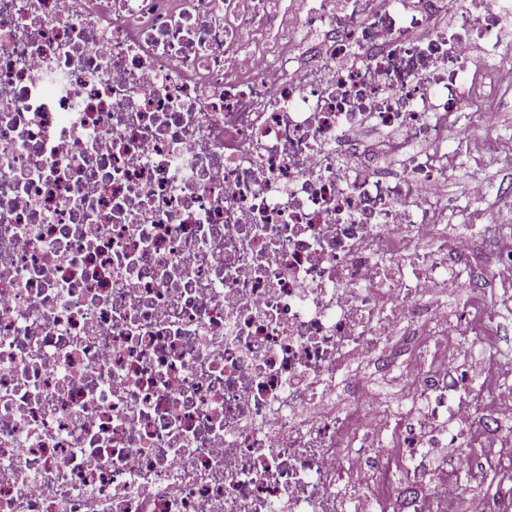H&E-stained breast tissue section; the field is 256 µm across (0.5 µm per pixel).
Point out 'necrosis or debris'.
Masks as SVG:
<instances>
[{
	"label": "necrosis or debris",
	"instance_id": "4bbe7bcc",
	"mask_svg": "<svg viewBox=\"0 0 512 512\" xmlns=\"http://www.w3.org/2000/svg\"><path fill=\"white\" fill-rule=\"evenodd\" d=\"M276 2L0 0V512H443L419 459L512 419L480 329L437 364L487 288L448 134L498 129L512 0Z\"/></svg>",
	"mask_w": 512,
	"mask_h": 512
}]
</instances>
